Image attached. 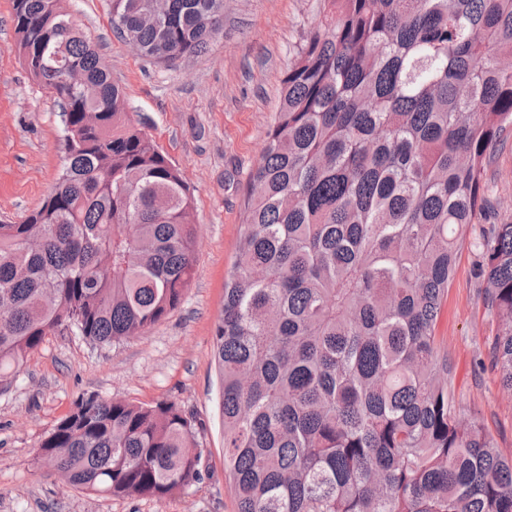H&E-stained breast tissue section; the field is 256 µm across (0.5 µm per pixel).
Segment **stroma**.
<instances>
[{
    "mask_svg": "<svg viewBox=\"0 0 512 512\" xmlns=\"http://www.w3.org/2000/svg\"><path fill=\"white\" fill-rule=\"evenodd\" d=\"M61 6L124 87L132 119L193 189L198 241L192 281L165 319L110 346L94 348L67 333L48 336L0 392V512H237L224 470L213 331L246 224L250 174L278 110L282 80L324 0H224L223 35L206 53L173 66L130 51L112 27L108 0ZM59 112L18 51L11 0H0V222L20 223L55 186L65 152ZM486 182L491 221H512V136ZM479 284L478 256L463 247L435 336L452 367L462 419H478L510 458L512 391L488 362L495 322ZM85 392L177 402L199 427V479L162 499L64 488L34 455Z\"/></svg>",
    "mask_w": 512,
    "mask_h": 512,
    "instance_id": "obj_1",
    "label": "stroma"
}]
</instances>
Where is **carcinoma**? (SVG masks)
<instances>
[{
  "label": "carcinoma",
  "mask_w": 512,
  "mask_h": 512,
  "mask_svg": "<svg viewBox=\"0 0 512 512\" xmlns=\"http://www.w3.org/2000/svg\"><path fill=\"white\" fill-rule=\"evenodd\" d=\"M109 5L162 63L224 31V0ZM12 15L67 156L40 207L0 223V392L52 333L111 345L162 321L196 248L193 193L60 0ZM282 84L213 338L237 512H512V458L457 415L435 336L467 245L512 390V222L472 232L512 129V0H328ZM194 442L173 401L87 392L37 461L67 488L161 499L200 476Z\"/></svg>",
  "instance_id": "cac0c4a2"
}]
</instances>
